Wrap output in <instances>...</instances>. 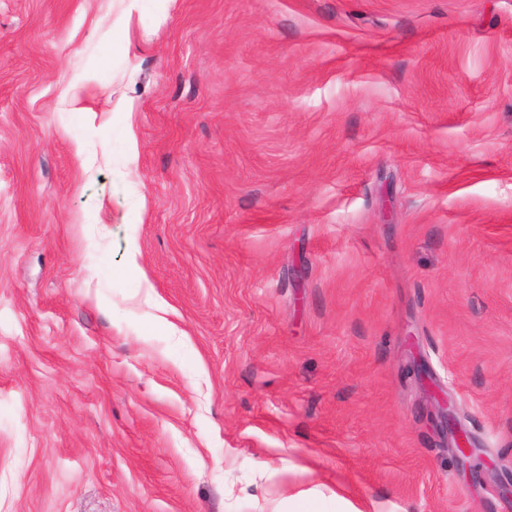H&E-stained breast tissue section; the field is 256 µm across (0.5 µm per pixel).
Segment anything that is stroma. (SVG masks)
<instances>
[{
	"instance_id": "35a3bbf8",
	"label": "stroma",
	"mask_w": 512,
	"mask_h": 512,
	"mask_svg": "<svg viewBox=\"0 0 512 512\" xmlns=\"http://www.w3.org/2000/svg\"><path fill=\"white\" fill-rule=\"evenodd\" d=\"M364 502L512 512V0H0V512ZM413 372L431 390V394L439 409L440 417L446 423L447 434L450 436L449 447L452 448L456 457L461 459L470 458L473 455L471 436L465 429L456 424L454 410L451 403L448 402V398H445L431 388L433 383L426 367L421 363H417L416 359H413Z\"/></svg>"
}]
</instances>
